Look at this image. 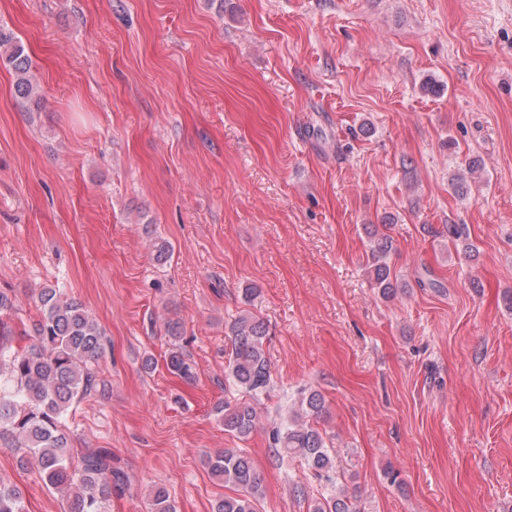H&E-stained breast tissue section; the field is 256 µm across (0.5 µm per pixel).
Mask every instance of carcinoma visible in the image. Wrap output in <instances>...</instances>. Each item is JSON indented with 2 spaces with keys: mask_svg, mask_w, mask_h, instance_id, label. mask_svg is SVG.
<instances>
[{
  "mask_svg": "<svg viewBox=\"0 0 512 512\" xmlns=\"http://www.w3.org/2000/svg\"><path fill=\"white\" fill-rule=\"evenodd\" d=\"M0 61L14 76L15 96L34 106L40 97L32 73V61L15 34L0 27ZM392 237H372L370 267L375 288L383 297L394 294L391 269L384 258L392 250ZM40 319L35 327L38 345L26 352L12 351L1 338L12 334L6 320L13 303L0 291V442L18 452L22 466L32 464L46 485L66 501L67 512H107L112 491L122 477L112 470V453L106 448L75 457L66 417L77 403L101 385L99 362L105 358L104 333L83 304L51 286L37 294ZM171 349L166 359L169 372L185 379L194 377L192 364L177 345V322L167 324ZM267 326L247 312L231 327L226 351L225 385L247 394L251 401L225 400L216 407L224 429L245 438L253 431L254 403L267 394L272 371L265 352ZM322 395L303 393L288 418L271 432L277 456L298 459L325 492L311 499L308 512H359L355 499L344 488L345 473L336 463L324 435L312 420L324 411ZM212 475L236 488L213 505V512H259L263 479L251 458L241 449L226 448L207 455ZM152 512H176L163 488L151 492ZM0 512H24L20 489L0 480Z\"/></svg>",
  "mask_w": 512,
  "mask_h": 512,
  "instance_id": "obj_1",
  "label": "carcinoma"
}]
</instances>
